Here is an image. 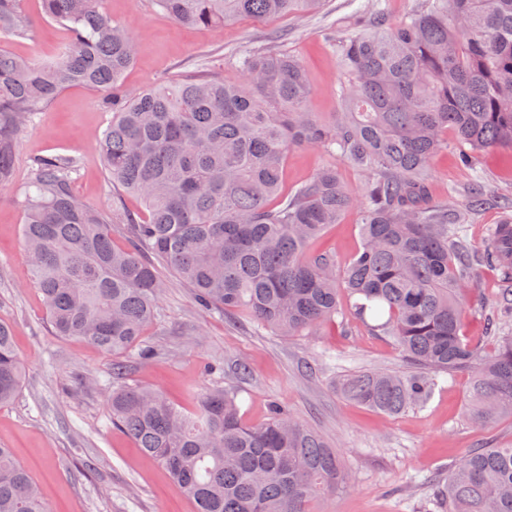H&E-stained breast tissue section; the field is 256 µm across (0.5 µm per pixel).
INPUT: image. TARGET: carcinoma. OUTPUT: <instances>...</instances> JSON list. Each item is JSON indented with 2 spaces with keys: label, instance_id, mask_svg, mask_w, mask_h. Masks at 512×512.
<instances>
[{
  "label": "carcinoma",
  "instance_id": "cac0c4a2",
  "mask_svg": "<svg viewBox=\"0 0 512 512\" xmlns=\"http://www.w3.org/2000/svg\"><path fill=\"white\" fill-rule=\"evenodd\" d=\"M102 0H39L40 15L66 27L56 59L0 48V185L13 181L17 135L65 87L105 91L112 122L97 137L112 188L139 198L142 220L106 214L74 197V162L42 156L24 190L23 243L54 335L82 340L112 359H152L140 348L155 320L165 262L218 313L244 315L278 336L317 332L346 312L393 338L407 369L358 371L341 395L396 415L421 407L436 377L470 376V415L488 426L512 417V215L475 249L460 235L485 204L429 197L436 156L448 134L468 158L512 148V0H422L389 24L376 7L370 25L335 42L341 110L307 109L310 88L298 58L275 46L237 59L240 77L186 79L135 94L121 79L138 53ZM323 0H156L178 23L215 29L241 17L274 19L318 9ZM25 0H0V36L27 38ZM320 146L367 179L363 195L326 164L284 189L290 148ZM350 210L360 246L343 266L310 244ZM141 253L116 245L113 226ZM499 272L493 348L463 335L472 269ZM24 365L12 327L0 321V405L20 386ZM231 388L203 391L186 412L158 390L112 383V425L158 463L195 512H310L347 487L340 454L317 431L273 404L246 422ZM448 512H512V445L470 448L446 485ZM0 512H48L47 494L9 448L0 447Z\"/></svg>",
  "mask_w": 512,
  "mask_h": 512
}]
</instances>
